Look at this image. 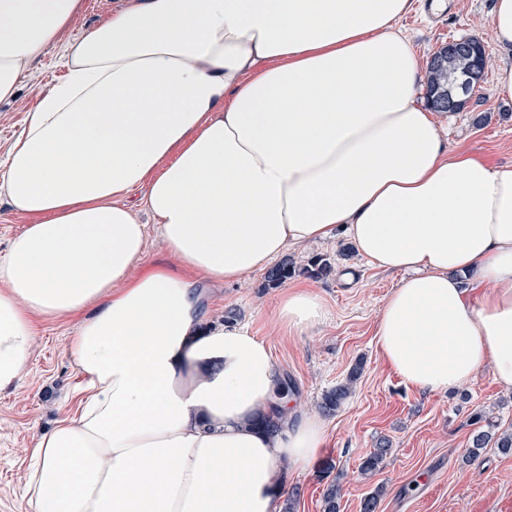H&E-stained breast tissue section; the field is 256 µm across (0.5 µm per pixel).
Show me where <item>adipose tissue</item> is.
<instances>
[{"label":"adipose tissue","mask_w":512,"mask_h":512,"mask_svg":"<svg viewBox=\"0 0 512 512\" xmlns=\"http://www.w3.org/2000/svg\"><path fill=\"white\" fill-rule=\"evenodd\" d=\"M414 0H135L61 43L82 0H0V101L64 44L67 73L0 169L26 218L0 254V394L34 319L75 320L87 379L39 435L28 512H278L284 469L325 442L314 415L255 425L288 393L247 327L207 320L204 288L344 233L404 277L375 342L407 385L445 392L491 367L512 390V165L449 151L398 21ZM512 99V0L491 13ZM147 213L169 260L144 265ZM276 317H327L306 291Z\"/></svg>","instance_id":"1"}]
</instances>
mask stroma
Wrapping results in <instances>:
<instances>
[{
    "mask_svg": "<svg viewBox=\"0 0 512 512\" xmlns=\"http://www.w3.org/2000/svg\"><path fill=\"white\" fill-rule=\"evenodd\" d=\"M492 0H451L439 22L408 13L398 22L421 62L461 36L478 37L486 66L464 107L443 121L449 150L467 151L493 165H512V102L495 92L501 52L490 23ZM62 47L29 67L17 95L0 102V163L22 132L27 113L49 76L64 71ZM346 241L334 238L287 252L296 267L291 281L320 295L328 319L302 333L277 323L280 288L265 285L264 271L243 282L208 288V318L222 324L228 310L271 349L290 388L295 414L317 413L323 393L361 373L350 396L324 416L326 439L320 458H332L340 486V512H361L364 498L377 494V512H512V455L495 447L468 459L475 420L512 432V391L482 369L466 386L447 393L422 391L402 382L383 361L375 344L381 309L401 275L369 265L358 254L342 256ZM318 256L329 258L332 274L314 279L304 267ZM27 374L17 390L0 395V512H24L28 456L37 436L77 409L85 377L74 365L69 342L74 321H38ZM391 452L380 467L364 473L361 463L380 439ZM327 484L317 468L286 470L283 496L292 512H323Z\"/></svg>",
    "mask_w": 512,
    "mask_h": 512,
    "instance_id": "35a3bbf8",
    "label": "stroma"
}]
</instances>
